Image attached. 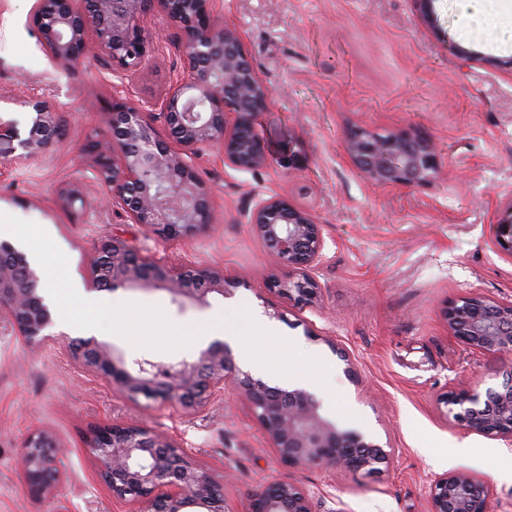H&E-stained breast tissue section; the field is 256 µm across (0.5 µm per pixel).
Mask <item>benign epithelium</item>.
Wrapping results in <instances>:
<instances>
[{
    "mask_svg": "<svg viewBox=\"0 0 512 512\" xmlns=\"http://www.w3.org/2000/svg\"><path fill=\"white\" fill-rule=\"evenodd\" d=\"M159 11L182 33L178 44L186 75L160 103L132 104L112 99L109 134L87 136L81 151L97 180L109 187L107 207L162 242L188 239L215 222L210 195L197 176L192 158L215 147L224 166L254 171L266 165L255 130L258 114L271 110L275 92L259 77L241 32L219 21L216 0H34L29 22L54 67L70 71L89 53L108 67L141 71L148 67L153 36L142 25ZM32 116L25 132L0 128V153L19 159L44 153L60 133L55 108L41 100L27 102ZM161 121L169 139L162 138ZM345 152L370 182L382 186L423 187L437 178L434 147L407 130L379 133L356 127ZM84 187L59 192L62 206L83 200ZM507 218L494 224V244L512 257V203ZM249 224L275 265L288 277L269 276V290L310 305L318 298L313 271L324 250L323 225L295 205L288 195L260 198ZM89 287H151L176 298L204 303L208 295L230 294L224 273L207 266L164 261L128 241L112 237L89 270ZM448 325L471 348L512 355V304L481 296L465 297L446 307ZM0 321L8 322L28 346L54 340L53 325L39 273L26 256L0 242ZM86 372L105 379L131 398H160L174 410L195 415L224 395L230 381L249 403L279 461L290 467L319 465L330 472L381 474L390 452L363 434L340 428L321 413L315 397L302 388L271 384L236 365L230 349L214 341L193 361L160 364L128 359L112 345L83 336L71 345ZM448 414L464 430L512 442V370L496 387L480 395L470 390L447 397ZM99 477L120 502H140L142 512H226L224 475L191 459L172 437L138 422L112 421L91 428L87 440ZM62 445L47 430L22 441L18 465L31 492L52 493L56 456ZM428 512H489L492 492L463 471L434 476L426 487ZM318 493L288 481H274L254 493L245 512H316Z\"/></svg>",
    "mask_w": 512,
    "mask_h": 512,
    "instance_id": "benign-epithelium-1",
    "label": "benign epithelium"
}]
</instances>
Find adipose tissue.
Returning a JSON list of instances; mask_svg holds the SVG:
<instances>
[{"label":"adipose tissue","instance_id":"ef3b65f1","mask_svg":"<svg viewBox=\"0 0 512 512\" xmlns=\"http://www.w3.org/2000/svg\"><path fill=\"white\" fill-rule=\"evenodd\" d=\"M468 24L463 38L478 43L512 45V0H460Z\"/></svg>","mask_w":512,"mask_h":512}]
</instances>
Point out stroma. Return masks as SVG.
<instances>
[{
    "instance_id": "obj_1",
    "label": "stroma",
    "mask_w": 512,
    "mask_h": 512,
    "mask_svg": "<svg viewBox=\"0 0 512 512\" xmlns=\"http://www.w3.org/2000/svg\"><path fill=\"white\" fill-rule=\"evenodd\" d=\"M32 5L0 0V121L26 126L28 102L38 98L54 105L63 134L38 159H0V212L44 228L78 282L100 243L115 236L160 258L223 271L234 283L230 295H209L204 306L179 305L161 289H119L112 301L160 307L192 333L217 314L259 313L303 355L322 356L327 380L310 379L308 389L335 400L336 422L392 449L394 459L374 476L284 465L233 385L223 400L185 416L84 372L67 341L34 351L2 323L0 512H134L100 482L85 443L92 426L112 420L164 432L224 473L228 512H245L251 495L276 480L322 493L340 512H428V482L455 470L491 486L490 512H512V481L501 476L512 467V445L463 431L442 402L463 388L500 383L507 365L454 336L443 308L469 296L512 303V258L496 249L492 226L512 203V75L496 66L512 59V49L462 43L457 0H217L221 21L238 27L259 77L277 92L256 121L267 163L239 172L225 168L217 150L200 152L193 164L218 222L164 243L101 206L108 189L94 181L75 135H105L113 98L151 100L181 79L177 30L161 13L146 17L157 40L144 72L92 62L64 72L27 24ZM460 43L477 62L461 66L453 50ZM356 126L429 138L438 179L418 188L370 183L344 150ZM68 183L87 188L70 211L57 198ZM282 191L324 226L319 299L311 306L265 289L273 267L249 212ZM349 361L353 379L344 372ZM35 430L52 431L66 448L49 497L31 493L18 467L21 441Z\"/></svg>"
}]
</instances>
